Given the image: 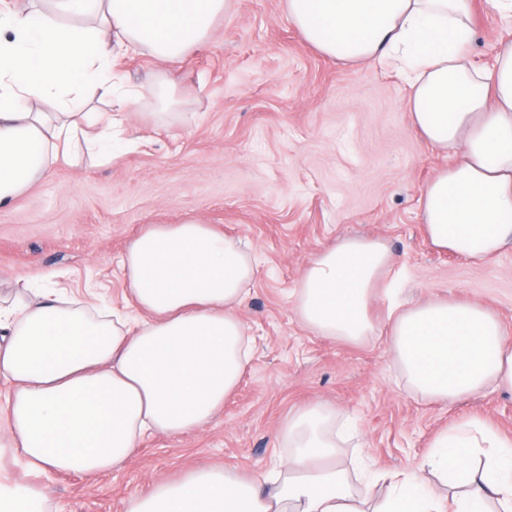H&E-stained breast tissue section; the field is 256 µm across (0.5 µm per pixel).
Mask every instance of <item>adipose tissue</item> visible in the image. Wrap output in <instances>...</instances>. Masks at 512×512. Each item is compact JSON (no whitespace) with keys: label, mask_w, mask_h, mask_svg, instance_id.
<instances>
[{"label":"adipose tissue","mask_w":512,"mask_h":512,"mask_svg":"<svg viewBox=\"0 0 512 512\" xmlns=\"http://www.w3.org/2000/svg\"><path fill=\"white\" fill-rule=\"evenodd\" d=\"M308 45L345 63L394 60L410 88L415 129L450 162L422 191L431 244L479 265L512 247V43L490 70L467 59L473 0H284ZM227 0H28L0 9V205L59 159L113 153L141 89L114 80L116 50L174 64L208 42ZM118 111H96L95 97ZM51 111H44V104ZM129 311L108 313L65 288L0 307V512H44L27 472L95 477L148 435L178 437L224 409L252 354L240 311L251 254L198 220L148 224L122 255ZM384 240L349 235L314 252L292 296L300 321L349 344L375 339L369 306L393 272ZM386 340L417 395L449 404L494 387L512 391V337L472 303H393ZM350 433L334 409L308 404L277 433L287 460L245 478L207 465L154 482L127 512H512V437L479 420L440 435L419 470H376L354 486L339 450ZM388 493L372 502L373 489Z\"/></svg>","instance_id":"adipose-tissue-1"}]
</instances>
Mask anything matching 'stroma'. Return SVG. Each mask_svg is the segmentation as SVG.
<instances>
[{
	"label": "stroma",
	"mask_w": 512,
	"mask_h": 512,
	"mask_svg": "<svg viewBox=\"0 0 512 512\" xmlns=\"http://www.w3.org/2000/svg\"><path fill=\"white\" fill-rule=\"evenodd\" d=\"M474 19L470 58L486 67L512 41V22L486 0H475ZM113 70L144 87L166 73L181 105L160 117L144 97L127 116V147L111 160L60 161L0 207V304L26 300L23 277L38 269L76 298L94 293L124 308L128 241L147 224L197 219L253 253L241 313L253 355L223 412L203 428L146 437L120 469L96 477H37L51 512H125L154 481L199 464L266 473L288 454L275 447L276 430L308 403L334 406L357 424L360 445L343 449V459L388 471L415 467L462 420L512 435V392L429 402L401 381L386 340L318 336L294 308L305 261L339 236L362 234L390 245L404 303L438 296L486 305L512 335V249L477 266L426 237L422 190L448 160L413 128L410 89L393 68L322 55L288 22L283 0H230L208 44L181 62L123 50Z\"/></svg>",
	"instance_id": "1"
}]
</instances>
